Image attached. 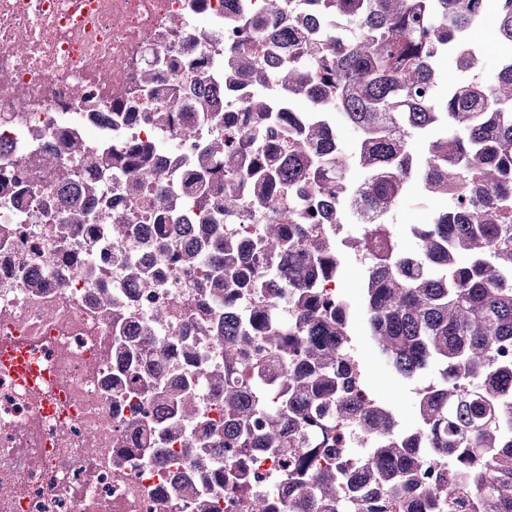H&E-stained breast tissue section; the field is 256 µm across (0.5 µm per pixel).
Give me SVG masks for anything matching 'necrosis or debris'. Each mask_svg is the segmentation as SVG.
I'll return each instance as SVG.
<instances>
[{
	"label": "necrosis or debris",
	"instance_id": "4bbe7bcc",
	"mask_svg": "<svg viewBox=\"0 0 512 512\" xmlns=\"http://www.w3.org/2000/svg\"><path fill=\"white\" fill-rule=\"evenodd\" d=\"M262 6L208 0L213 25L205 29L191 0H0V169L29 180L51 133L73 132L101 153L120 141L146 142L163 182L185 178L214 134L210 124L196 122L184 141L139 119L111 124L106 111L137 88L155 52L218 63L245 41L237 17ZM99 183L114 221L150 223L154 190L131 189L116 174ZM59 219L41 193L0 192V256H9L0 259V350L23 352L39 367L23 381L0 364V512H196L190 497L160 505L154 489L170 478L162 464L115 452L132 413L107 386L112 325L95 296L103 286L128 301L133 335L155 309H167L158 340L192 342L203 370L223 365L224 349L210 322L186 318L183 305L197 301L210 271L170 265L154 287H140L124 274L139 239L117 244L75 232L63 240ZM61 270L72 283L64 293L55 286ZM207 460L232 461L244 478L225 485L224 512H249L254 494L277 486L270 462L252 450Z\"/></svg>",
	"mask_w": 512,
	"mask_h": 512
}]
</instances>
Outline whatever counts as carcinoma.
Listing matches in <instances>:
<instances>
[{
  "mask_svg": "<svg viewBox=\"0 0 512 512\" xmlns=\"http://www.w3.org/2000/svg\"><path fill=\"white\" fill-rule=\"evenodd\" d=\"M269 2L275 16L252 14L243 24L268 40V55L228 51L216 76L221 91L244 75L255 92L242 104L237 130L202 147L187 189L198 208L226 215L246 197L262 213L286 190L297 212L267 221L246 247L225 237L222 224H185L173 240L167 189L149 145L127 141L110 156L86 155L90 171L124 176L133 188L158 187L156 223L140 231L155 258L132 262L128 274L150 287L167 263L210 266L213 277L199 284L202 298L187 314L214 320L224 346V368L169 383L160 371L173 358L193 364L194 348L153 342L148 327L138 339L127 335L129 310L104 295L122 359L112 388L133 409L117 452L155 459L163 452L159 436L180 439L190 427L206 428L195 399L206 384L224 404V444L264 448L289 467L288 487L299 494L293 512H512V56L481 75V50L470 38L490 23L499 41L512 45V0H495L492 11L488 0ZM443 56L452 65L444 95L435 70ZM160 70L178 74L177 63L156 57L136 95L112 103L111 115L155 98ZM168 94L187 95L192 111L224 122L206 86L177 82ZM298 100L307 110L296 109ZM332 113L352 133V148L330 124ZM146 119L181 139L194 137V128L164 105ZM84 150L75 135L59 138L40 160V174L50 179L70 229L92 234L102 226L121 243L130 225L112 223L107 201L88 209L66 161ZM412 180L429 197L444 195L447 206L410 227L416 247L403 251L383 216ZM347 222L360 225L347 247L366 255L362 309L373 347L403 379L434 373L417 390L411 427L399 426L363 376L350 301L321 288L341 282L345 263L324 225ZM270 280L283 288L288 311L258 298L238 314H217ZM146 401L156 412L141 409ZM318 414L326 415L330 443L337 422L360 426L371 462L349 471L329 449L304 445L297 430ZM419 444L442 461L432 478ZM210 480L222 491L237 475L227 464ZM353 484L381 494L362 499ZM157 492L174 501L195 489L167 482ZM197 512L224 507L208 493L197 496Z\"/></svg>",
  "mask_w": 512,
  "mask_h": 512,
  "instance_id": "carcinoma-1",
  "label": "carcinoma"
}]
</instances>
